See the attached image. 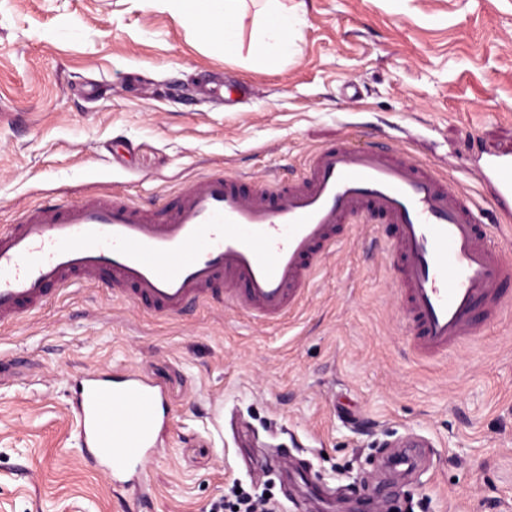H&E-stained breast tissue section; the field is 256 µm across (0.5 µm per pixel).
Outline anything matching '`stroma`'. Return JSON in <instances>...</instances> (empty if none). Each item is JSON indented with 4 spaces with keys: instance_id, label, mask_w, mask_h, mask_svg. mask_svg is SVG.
Segmentation results:
<instances>
[{
    "instance_id": "obj_1",
    "label": "stroma",
    "mask_w": 512,
    "mask_h": 512,
    "mask_svg": "<svg viewBox=\"0 0 512 512\" xmlns=\"http://www.w3.org/2000/svg\"><path fill=\"white\" fill-rule=\"evenodd\" d=\"M301 1L294 52L256 65L165 4L0 0V229L97 190L155 210L214 171L290 181L341 139L411 147L483 198L473 145L512 144V0ZM387 243L354 225L276 324L227 300L155 316L80 283L0 324V512H209L234 482L316 512L243 465L238 427L340 500L370 480L384 512H512V309L420 360ZM129 369L169 410L145 501L84 461L70 409L75 377ZM411 433L431 446L392 476Z\"/></svg>"
}]
</instances>
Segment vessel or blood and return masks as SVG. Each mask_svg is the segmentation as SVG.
Segmentation results:
<instances>
[{"mask_svg": "<svg viewBox=\"0 0 512 512\" xmlns=\"http://www.w3.org/2000/svg\"><path fill=\"white\" fill-rule=\"evenodd\" d=\"M471 171L496 217L483 224L447 170L403 152L337 141L313 150L294 181L257 188L208 173L150 210L123 195H95L28 210L0 232V324L43 306L49 286L106 284L133 303L176 315L228 295L261 320L285 317L346 226L388 228L419 357L445 355L479 335L480 308L507 303L512 263L488 240L512 234V147L475 154ZM163 388L129 372L75 381L71 408L84 457L118 488L146 493L145 459L167 425Z\"/></svg>", "mask_w": 512, "mask_h": 512, "instance_id": "1", "label": "vessel or blood"}]
</instances>
